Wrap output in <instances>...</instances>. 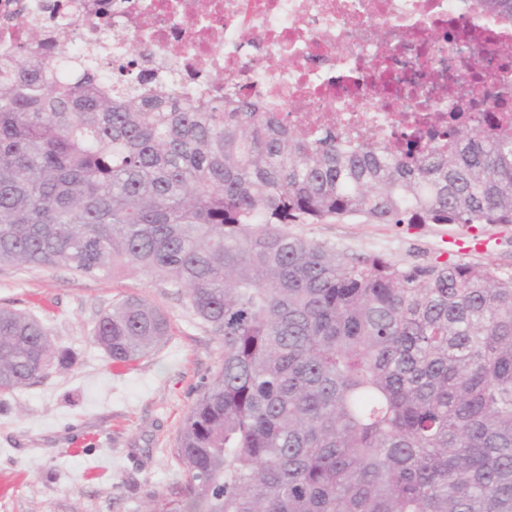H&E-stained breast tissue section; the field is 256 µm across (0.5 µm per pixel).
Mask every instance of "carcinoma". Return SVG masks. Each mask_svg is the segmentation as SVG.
<instances>
[{"label":"carcinoma","mask_w":512,"mask_h":512,"mask_svg":"<svg viewBox=\"0 0 512 512\" xmlns=\"http://www.w3.org/2000/svg\"><path fill=\"white\" fill-rule=\"evenodd\" d=\"M512 23V0H475ZM504 99L448 113V140L347 142L246 97L187 100L39 28L0 53V265L162 278L222 340L185 418L182 499L149 512H512V276L403 267L290 224H512ZM167 314L124 296L95 322L113 362ZM66 354L0 307V394Z\"/></svg>","instance_id":"obj_1"}]
</instances>
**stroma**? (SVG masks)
Masks as SVG:
<instances>
[{
    "label": "stroma",
    "mask_w": 512,
    "mask_h": 512,
    "mask_svg": "<svg viewBox=\"0 0 512 512\" xmlns=\"http://www.w3.org/2000/svg\"><path fill=\"white\" fill-rule=\"evenodd\" d=\"M290 232L354 256L402 266L489 263L512 275V224H293ZM487 250H460L471 235ZM136 295L164 310L171 334L149 357L114 371L92 339L99 316ZM0 307L36 314L71 364L0 397V512H146L186 482L180 432L224 349L160 278L0 266Z\"/></svg>",
    "instance_id": "stroma-1"
}]
</instances>
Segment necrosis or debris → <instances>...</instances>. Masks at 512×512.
Instances as JSON below:
<instances>
[{
    "mask_svg": "<svg viewBox=\"0 0 512 512\" xmlns=\"http://www.w3.org/2000/svg\"><path fill=\"white\" fill-rule=\"evenodd\" d=\"M52 0H0V52L45 24L61 50L80 53L105 32L127 33L150 59L138 81L176 73L172 95L232 99L247 95L290 124H335L348 140L384 141L407 114L432 131L410 98L448 113L482 88L512 101V59L482 53L485 42L512 43V26L474 0H68L83 33L47 22ZM466 33L461 52L447 36Z\"/></svg>",
    "mask_w": 512,
    "mask_h": 512,
    "instance_id": "1",
    "label": "necrosis or debris"
}]
</instances>
